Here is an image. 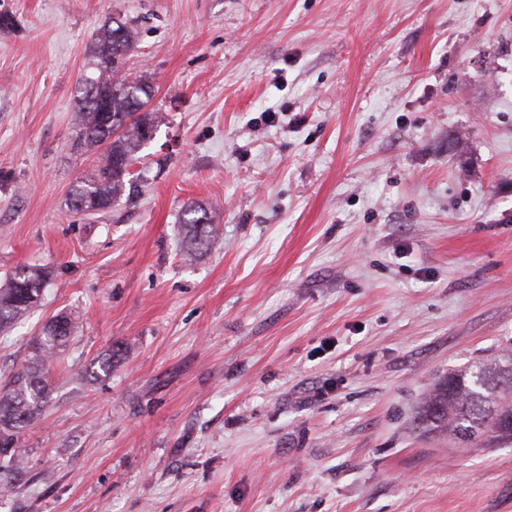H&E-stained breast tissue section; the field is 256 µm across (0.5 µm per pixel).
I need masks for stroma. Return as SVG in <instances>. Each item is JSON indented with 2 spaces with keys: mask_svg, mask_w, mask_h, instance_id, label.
<instances>
[{
  "mask_svg": "<svg viewBox=\"0 0 512 512\" xmlns=\"http://www.w3.org/2000/svg\"><path fill=\"white\" fill-rule=\"evenodd\" d=\"M0 279L47 268L0 377L78 329L0 512H512V446L415 418L512 343V0H0ZM160 119L134 197L69 189L108 18ZM218 241L183 255L185 206ZM111 372L81 370L111 345Z\"/></svg>",
  "mask_w": 512,
  "mask_h": 512,
  "instance_id": "stroma-1",
  "label": "stroma"
}]
</instances>
